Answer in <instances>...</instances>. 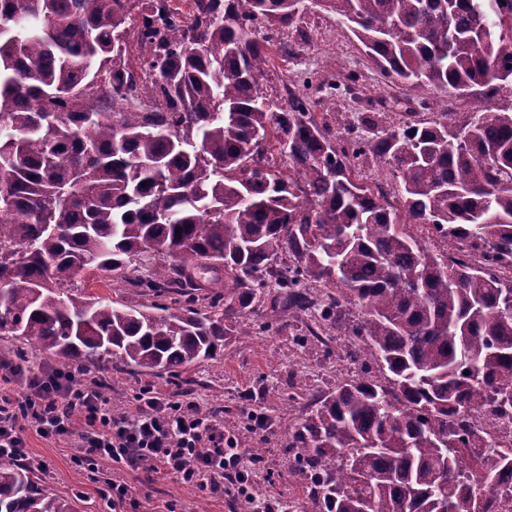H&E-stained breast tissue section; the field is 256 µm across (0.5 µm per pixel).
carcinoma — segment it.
Here are the masks:
<instances>
[{
    "label": "carcinoma",
    "instance_id": "obj_1",
    "mask_svg": "<svg viewBox=\"0 0 512 512\" xmlns=\"http://www.w3.org/2000/svg\"><path fill=\"white\" fill-rule=\"evenodd\" d=\"M302 2L0 0V333L67 374L115 357L177 380L232 323L310 312L363 374L288 425L303 512H500L512 447L473 416L512 411V0H326L384 80L472 102L366 112L343 146L313 112L335 85L261 87ZM132 265L123 295L82 289ZM0 512L77 510L0 459Z\"/></svg>",
    "mask_w": 512,
    "mask_h": 512
}]
</instances>
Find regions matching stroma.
I'll use <instances>...</instances> for the list:
<instances>
[{
	"label": "stroma",
	"mask_w": 512,
	"mask_h": 512,
	"mask_svg": "<svg viewBox=\"0 0 512 512\" xmlns=\"http://www.w3.org/2000/svg\"><path fill=\"white\" fill-rule=\"evenodd\" d=\"M288 40L298 56L289 62L278 56L272 59L262 79L267 96L279 97L287 84L304 74L340 85L346 75L359 72L363 78L358 95L339 92L337 111L350 115L389 112L401 121L419 98L441 94L434 87L384 81L335 13L320 10L302 16L289 28ZM303 327L301 320H289L268 333L229 337L220 354L194 365L186 373V382L179 385L153 373L129 376L120 361H113L109 369L112 390L107 398L114 415H127L140 386L151 383L164 392L197 401L202 412L223 420L225 429L235 432L243 448L263 451L254 469L256 493L251 500L230 488L218 495L201 492L141 465L116 469L102 462L100 472L131 488L136 505L125 512H261L266 500L279 504L303 500L301 487L288 471L285 429L291 417L307 413L311 392L334 387L338 375L352 376L358 371L338 339L299 342ZM255 414L266 417L265 428L253 429ZM27 452L40 482L60 497L71 498L73 489H81L78 512H112L99 482L75 464L71 439L45 440L31 431Z\"/></svg>",
	"instance_id": "35a3bbf8"
}]
</instances>
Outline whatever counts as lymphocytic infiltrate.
I'll return each mask as SVG.
<instances>
[{
	"instance_id": "obj_1",
	"label": "lymphocytic infiltrate",
	"mask_w": 512,
	"mask_h": 512,
	"mask_svg": "<svg viewBox=\"0 0 512 512\" xmlns=\"http://www.w3.org/2000/svg\"><path fill=\"white\" fill-rule=\"evenodd\" d=\"M30 428L45 439L73 438L77 463L93 472L103 461H147L202 491L221 493L229 481L239 495L250 494L254 460L225 437L223 424L196 402L154 389H143L133 411L116 417L90 373L68 376L27 363L0 379V457L25 456Z\"/></svg>"
}]
</instances>
